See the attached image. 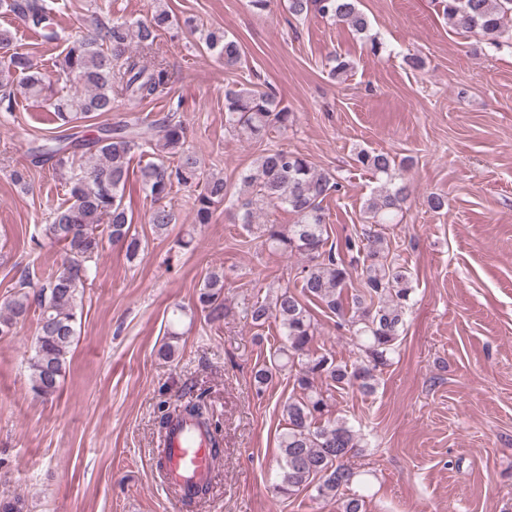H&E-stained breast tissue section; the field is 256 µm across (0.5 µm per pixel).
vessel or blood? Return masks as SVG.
<instances>
[{
  "instance_id": "b4317fda",
  "label": "vessel or blood",
  "mask_w": 512,
  "mask_h": 512,
  "mask_svg": "<svg viewBox=\"0 0 512 512\" xmlns=\"http://www.w3.org/2000/svg\"><path fill=\"white\" fill-rule=\"evenodd\" d=\"M205 441V435L191 421L173 425L160 458L162 483L166 488L185 495L212 477L216 461Z\"/></svg>"
}]
</instances>
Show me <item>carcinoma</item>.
<instances>
[{
    "label": "carcinoma",
    "instance_id": "carcinoma-1",
    "mask_svg": "<svg viewBox=\"0 0 512 512\" xmlns=\"http://www.w3.org/2000/svg\"><path fill=\"white\" fill-rule=\"evenodd\" d=\"M448 24L464 32L480 34L490 47L499 49L512 41V0H439ZM0 7L21 19L47 43L58 39L55 15L46 0H0ZM295 17L314 12L360 35L370 31V21L359 0H288ZM171 23L165 9L155 10L148 21L110 19L87 33L68 40L54 69L36 67L30 57L14 48V37L0 31V112L14 111L18 92L31 97H53L52 77L76 83L78 90L55 98L52 103L60 127L68 134L49 135L28 149V162L11 170V180L27 186L30 167L49 165L55 171L72 167L68 200L55 208L41 234L65 247L58 269L45 278L38 291L30 293V273L21 275L19 289L0 312V336H12L31 308L39 311L33 354L27 359L31 390L49 398L66 373L67 356L76 335L77 310L86 285L96 272L89 265L103 248L99 227L109 239L126 246V255L136 258L142 245L132 234L133 218L124 204L130 161L138 150L148 148L158 156L141 169V186L153 200L149 223L165 235L176 223L174 213L162 204L173 187L196 188L195 223L211 222L217 206L229 198L224 178L204 175L197 152L185 146L186 127L169 117L136 118L100 127L92 134L72 132L76 123L93 114L114 109L112 87L131 101L153 100L172 84L164 61L144 64V54L153 50L161 29ZM205 50L226 69L242 60L238 40L221 30L203 37ZM225 126L246 140L261 142L273 132H285L295 124V115L276 100L272 91L255 85L232 84L224 89ZM174 162H168V159ZM355 161L380 181L364 204L368 223L360 234L344 244H328L323 202L339 191L338 180L317 169L305 156L285 149L264 150L254 165L240 177V223L253 230L270 248L305 258L299 272V288L286 286L272 300L252 301L244 306L246 318L255 327L270 320L279 322L282 340L275 349L274 368H287L295 395L283 405L287 427L280 435L278 479L274 492L291 498L314 487L323 501L336 500L341 512H364V495L348 493L364 484L361 474L349 464L360 434L333 415L332 389L352 390L368 396L376 392L379 375L392 364L404 326V315L413 293L408 267L390 254L384 226L393 223L411 193L405 177L407 164L396 163L387 153L361 150ZM286 208L296 223L284 229L265 224L259 217L269 208ZM360 287L349 293L353 277ZM198 306L211 321L224 318V275L212 272L199 289ZM314 302L347 326L355 337L357 356L339 363L331 354L314 347L316 331L308 303ZM189 418L208 434L210 444L224 448L220 434L212 433L213 419L203 392L183 404L169 406L157 416L158 434L166 437L172 425Z\"/></svg>",
    "mask_w": 512,
    "mask_h": 512
}]
</instances>
